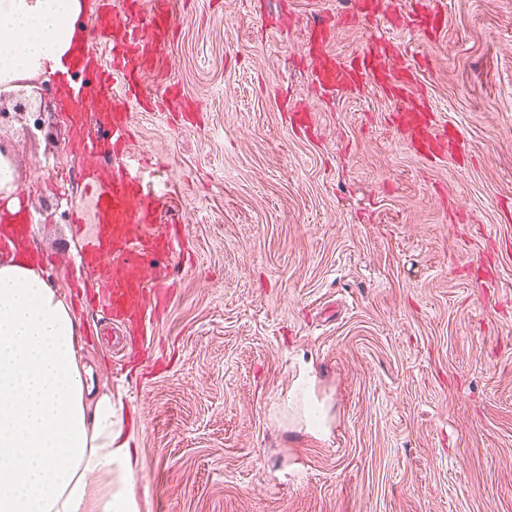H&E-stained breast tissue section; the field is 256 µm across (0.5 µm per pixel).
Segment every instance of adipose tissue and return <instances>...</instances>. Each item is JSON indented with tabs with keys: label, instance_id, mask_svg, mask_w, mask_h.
<instances>
[{
	"label": "adipose tissue",
	"instance_id": "1",
	"mask_svg": "<svg viewBox=\"0 0 512 512\" xmlns=\"http://www.w3.org/2000/svg\"><path fill=\"white\" fill-rule=\"evenodd\" d=\"M85 0H0V94L58 70ZM78 325L36 266L0 264V512H139L111 391L85 397Z\"/></svg>",
	"mask_w": 512,
	"mask_h": 512
}]
</instances>
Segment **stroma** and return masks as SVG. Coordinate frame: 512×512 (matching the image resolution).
Segmentation results:
<instances>
[{
  "label": "stroma",
  "mask_w": 512,
  "mask_h": 512,
  "mask_svg": "<svg viewBox=\"0 0 512 512\" xmlns=\"http://www.w3.org/2000/svg\"><path fill=\"white\" fill-rule=\"evenodd\" d=\"M175 36L126 154L78 157L52 76L0 99L41 270L74 299L85 167L140 169L185 224L144 351L75 307L122 405L139 512H512V0L360 20L358 0H173ZM392 43L463 157L404 141L376 86L324 93L306 33ZM24 103L26 112L16 111ZM327 433L295 411L302 373Z\"/></svg>",
  "instance_id": "obj_1"
}]
</instances>
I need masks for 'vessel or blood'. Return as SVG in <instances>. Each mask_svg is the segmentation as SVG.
Masks as SVG:
<instances>
[{"label": "vessel or blood", "mask_w": 512, "mask_h": 512, "mask_svg": "<svg viewBox=\"0 0 512 512\" xmlns=\"http://www.w3.org/2000/svg\"><path fill=\"white\" fill-rule=\"evenodd\" d=\"M94 41L67 63L68 73L86 76V84L72 88L67 99L74 121L94 113L99 142L84 143L87 151L128 149L133 136L129 105L146 98L144 76L158 63L169 42V0H97L93 14ZM388 42L374 39L360 51L340 58L318 45L313 75L327 92H356L368 83L390 85L401 105L403 131L412 146L425 155H439L450 140L439 132L415 103L414 81L403 77L389 84L381 64ZM92 197L93 230L85 239L81 262L97 281L86 291L90 306L101 307L119 335H145L146 321L164 298L153 281L157 266L168 259L181 237L176 225L157 226L160 198L145 192L138 173L105 174L92 169L84 177ZM34 220L29 213L0 216V257L20 255L31 246Z\"/></svg>", "instance_id": "b4317fda"}]
</instances>
